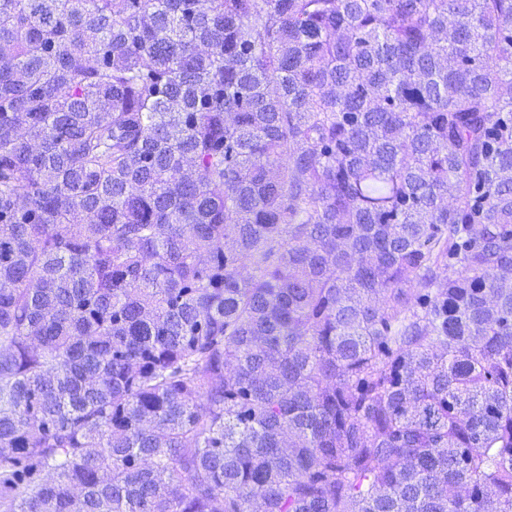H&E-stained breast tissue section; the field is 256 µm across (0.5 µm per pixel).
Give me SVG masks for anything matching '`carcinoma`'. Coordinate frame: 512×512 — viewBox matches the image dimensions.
<instances>
[{"instance_id":"1","label":"carcinoma","mask_w":512,"mask_h":512,"mask_svg":"<svg viewBox=\"0 0 512 512\" xmlns=\"http://www.w3.org/2000/svg\"><path fill=\"white\" fill-rule=\"evenodd\" d=\"M258 492L512 512V0H0V512Z\"/></svg>"}]
</instances>
